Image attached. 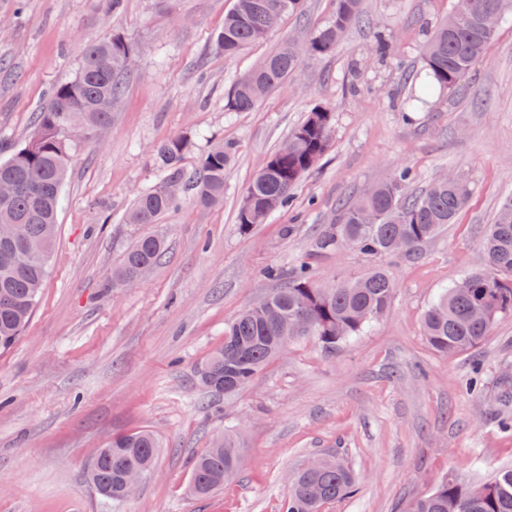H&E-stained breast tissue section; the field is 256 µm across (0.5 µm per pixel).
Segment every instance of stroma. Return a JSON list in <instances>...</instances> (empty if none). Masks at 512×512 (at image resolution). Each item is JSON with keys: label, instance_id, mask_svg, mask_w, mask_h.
Returning <instances> with one entry per match:
<instances>
[{"label": "stroma", "instance_id": "35a3bbf8", "mask_svg": "<svg viewBox=\"0 0 512 512\" xmlns=\"http://www.w3.org/2000/svg\"><path fill=\"white\" fill-rule=\"evenodd\" d=\"M232 0H125L119 16L102 0H0V145L24 143L56 84L73 78L92 41L122 33L137 50L112 127L81 142L58 215L49 274L13 347L0 353V512H280L290 477L307 460L340 454L358 475L355 492L324 512H404L456 473L487 479L512 467V315L475 348L433 350L424 313L441 289L480 261L479 241L499 201L512 195V15L486 57L454 92L412 116L403 107L422 73V48L454 0H363L369 19L335 53L304 57L282 88L249 112L224 95L289 35L312 33L335 0H305L239 57L213 46ZM385 38V54L372 51ZM334 114L329 146L293 191L290 207L250 232L238 203L268 155L314 106ZM188 135L193 165L212 141L233 144L224 201L181 206L155 224H127L135 194L160 185L151 156L163 139ZM401 167L413 189L457 171L473 195L454 224L418 258L378 259L341 248L313 278L324 288L385 264L389 310L340 349L294 343L250 385L206 393L198 372L224 341V325L268 295L262 271H290L309 253L339 203L387 181ZM164 236L168 248L145 279L113 287L133 240ZM244 440V466L204 499L187 486L195 458L229 427ZM152 432L155 466L136 494L113 502L87 477L96 448L117 433Z\"/></svg>", "mask_w": 512, "mask_h": 512}]
</instances>
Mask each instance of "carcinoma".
<instances>
[{
  "label": "carcinoma",
  "instance_id": "cac0c4a2",
  "mask_svg": "<svg viewBox=\"0 0 512 512\" xmlns=\"http://www.w3.org/2000/svg\"><path fill=\"white\" fill-rule=\"evenodd\" d=\"M302 10L303 0H233L214 47L226 57L236 56ZM495 13L511 14L512 0H455L448 17L424 45L426 74L406 104L423 103L459 88L498 35V29L487 24V17ZM362 22V0H336L331 19L307 41L281 43L239 77L225 95V110L252 111L288 82L302 56L335 52L348 31ZM134 53V46L118 32L91 43L75 76L55 85L48 103L35 113L31 138L0 158V182L13 185L11 195L0 197V225H18V236L10 245L0 242L1 351L20 337L48 276L63 187L78 145L75 136L87 139L98 129L111 126L114 106L124 93L129 73L127 57ZM331 128V113L315 108L288 133L285 143L270 153L239 203L237 220L242 232L288 206L296 184L324 154ZM190 148V139L182 135L154 144L153 158L166 173V181L135 196L126 223H158L180 205L186 191L203 208L224 202V172L234 159L232 145L213 144L194 169L187 170L182 161ZM410 181L409 169L400 168L390 180L359 199L343 201L334 220L323 226L316 251L336 249L348 239L354 249L367 255L418 257L419 247L453 223L465 208L472 185L458 174L451 182L439 177L426 189L414 192ZM10 250L28 252L27 266L13 264L7 257ZM479 250L482 265L439 293L424 314V336L439 353L454 355L477 346L499 316L512 313V197L500 203ZM163 252L160 235L139 236L113 281L153 268ZM394 293V283L382 265L331 288H321L312 280L308 262L303 261L280 287L224 324V343L201 367L200 383L212 393L231 396L248 386L286 342L314 337L323 348L334 350L384 315ZM158 448L156 437L146 430L113 436L91 462L90 483L102 496L122 500L125 473L153 468ZM243 453L240 435L232 430L224 433L221 445L195 459L189 493L207 497L224 487L226 472H239ZM355 482L356 476L345 462L327 455L315 469L301 468L295 473L280 512H322L324 505L351 493ZM406 512H512V469L485 482L450 474L412 500Z\"/></svg>",
  "mask_w": 512,
  "mask_h": 512
}]
</instances>
